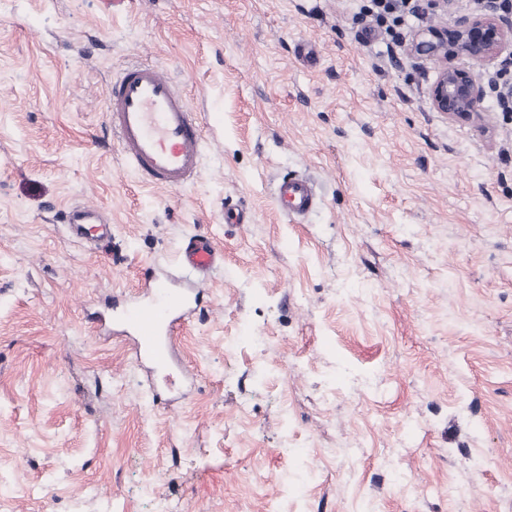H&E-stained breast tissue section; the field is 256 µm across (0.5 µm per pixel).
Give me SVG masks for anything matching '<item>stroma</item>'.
<instances>
[{"label": "stroma", "instance_id": "stroma-1", "mask_svg": "<svg viewBox=\"0 0 512 512\" xmlns=\"http://www.w3.org/2000/svg\"><path fill=\"white\" fill-rule=\"evenodd\" d=\"M369 4L0 0V512H512V112L449 120L405 53L479 0L390 30ZM134 61L202 115L184 188L107 127ZM296 175L319 202L291 222ZM74 204L108 249L67 234ZM202 232L224 262L164 406L87 315ZM314 183L306 177L294 176L283 179L276 192V203L283 216L289 220L306 215L317 204Z\"/></svg>", "mask_w": 512, "mask_h": 512}]
</instances>
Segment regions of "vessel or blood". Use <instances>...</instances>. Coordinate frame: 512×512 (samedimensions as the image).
Segmentation results:
<instances>
[{
    "label": "vessel or blood",
    "instance_id": "vessel-or-blood-1",
    "mask_svg": "<svg viewBox=\"0 0 512 512\" xmlns=\"http://www.w3.org/2000/svg\"><path fill=\"white\" fill-rule=\"evenodd\" d=\"M106 117L124 166L146 185L180 189L198 175L206 147L199 113L172 78L159 66H126L107 93ZM314 183L294 176L282 180L276 203L283 216L296 219L317 204ZM84 206L69 208L63 224L69 236L98 243L112 235L110 225ZM224 261V253L207 235L188 240L181 249L178 270L163 275L145 272V293L119 298L112 305V323L131 336L138 362L148 363L154 375L175 384L190 372L175 358L176 339L196 315L206 277Z\"/></svg>",
    "mask_w": 512,
    "mask_h": 512
}]
</instances>
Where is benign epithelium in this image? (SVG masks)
<instances>
[{
    "label": "benign epithelium",
    "mask_w": 512,
    "mask_h": 512,
    "mask_svg": "<svg viewBox=\"0 0 512 512\" xmlns=\"http://www.w3.org/2000/svg\"><path fill=\"white\" fill-rule=\"evenodd\" d=\"M512 47V13L499 7V0H484L483 7L459 16L454 25L428 26L418 30L409 45V55L438 64L431 87L433 109L450 119H471L482 105L493 100L504 112H512V82L501 69L512 61L502 58ZM466 58L481 67L475 72L456 64Z\"/></svg>",
    "instance_id": "obj_1"
}]
</instances>
